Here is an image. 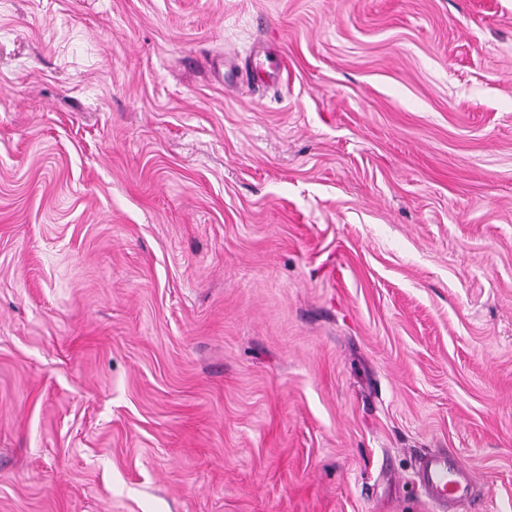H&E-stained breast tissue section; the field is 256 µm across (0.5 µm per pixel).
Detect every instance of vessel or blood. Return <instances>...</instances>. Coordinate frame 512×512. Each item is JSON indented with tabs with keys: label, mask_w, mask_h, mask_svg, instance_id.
<instances>
[{
	"label": "vessel or blood",
	"mask_w": 512,
	"mask_h": 512,
	"mask_svg": "<svg viewBox=\"0 0 512 512\" xmlns=\"http://www.w3.org/2000/svg\"><path fill=\"white\" fill-rule=\"evenodd\" d=\"M474 476L462 462L451 459L448 453L426 455L420 465L419 482L426 498L445 508L467 493Z\"/></svg>",
	"instance_id": "b4317fda"
}]
</instances>
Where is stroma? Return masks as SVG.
<instances>
[{"instance_id": "35a3bbf8", "label": "stroma", "mask_w": 512, "mask_h": 512, "mask_svg": "<svg viewBox=\"0 0 512 512\" xmlns=\"http://www.w3.org/2000/svg\"><path fill=\"white\" fill-rule=\"evenodd\" d=\"M512 512V0H0V512ZM419 482L429 501L447 508L467 493L474 482V476L466 465L459 460H452L448 453L434 452L422 459Z\"/></svg>"}]
</instances>
